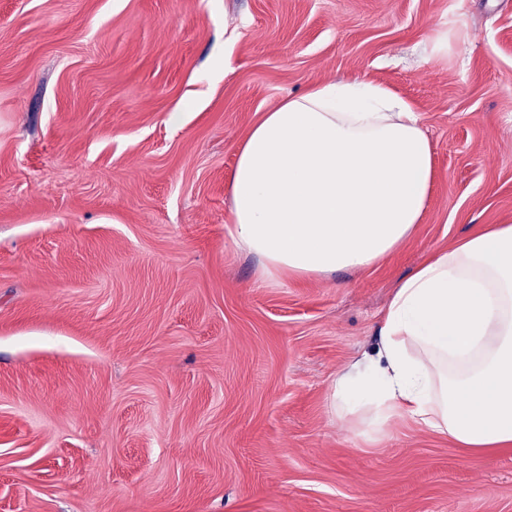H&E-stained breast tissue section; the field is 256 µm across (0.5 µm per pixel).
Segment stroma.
I'll use <instances>...</instances> for the list:
<instances>
[{"label":"stroma","mask_w":512,"mask_h":512,"mask_svg":"<svg viewBox=\"0 0 512 512\" xmlns=\"http://www.w3.org/2000/svg\"><path fill=\"white\" fill-rule=\"evenodd\" d=\"M339 79L415 106L428 209L364 270L266 278L236 145ZM504 222L512 0H0V512H512L511 452L327 409L396 284Z\"/></svg>","instance_id":"1"}]
</instances>
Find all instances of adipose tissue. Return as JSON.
<instances>
[{
    "instance_id": "adipose-tissue-1",
    "label": "adipose tissue",
    "mask_w": 512,
    "mask_h": 512,
    "mask_svg": "<svg viewBox=\"0 0 512 512\" xmlns=\"http://www.w3.org/2000/svg\"><path fill=\"white\" fill-rule=\"evenodd\" d=\"M434 176L432 143L394 90L313 85L238 144L228 234L268 278L364 269L412 237ZM376 334L331 387L348 430L378 439L406 420L464 448L512 450V224L432 254L396 285Z\"/></svg>"
}]
</instances>
